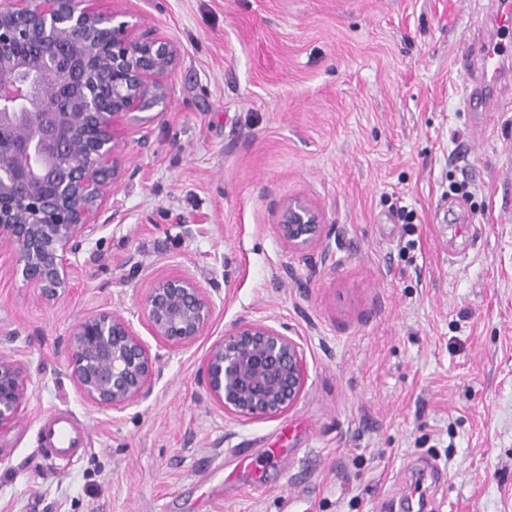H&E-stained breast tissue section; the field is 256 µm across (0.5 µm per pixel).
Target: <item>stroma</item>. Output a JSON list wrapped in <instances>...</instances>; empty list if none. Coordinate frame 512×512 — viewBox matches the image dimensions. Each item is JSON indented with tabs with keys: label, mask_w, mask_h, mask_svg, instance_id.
Instances as JSON below:
<instances>
[{
	"label": "stroma",
	"mask_w": 512,
	"mask_h": 512,
	"mask_svg": "<svg viewBox=\"0 0 512 512\" xmlns=\"http://www.w3.org/2000/svg\"><path fill=\"white\" fill-rule=\"evenodd\" d=\"M180 49L165 107L117 118L122 178L73 287L39 299L0 257V347L30 376L0 436V512H512V106L463 91L497 0H94ZM315 204L329 253L277 233ZM407 207L411 223L396 210ZM183 272L214 319L162 350L150 395L114 414L65 370L101 308L137 320ZM300 343L305 386L273 419L207 395L208 347L239 319ZM80 426L72 464L43 420ZM322 212L311 203L301 199H288L280 208L277 230L288 247L300 255L302 260L315 265L313 257L321 247V259L327 255L324 245L329 230Z\"/></svg>",
	"instance_id": "1"
}]
</instances>
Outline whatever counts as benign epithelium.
Returning a JSON list of instances; mask_svg holds the SVG:
<instances>
[{
	"label": "benign epithelium",
	"instance_id": "benign-epithelium-1",
	"mask_svg": "<svg viewBox=\"0 0 512 512\" xmlns=\"http://www.w3.org/2000/svg\"><path fill=\"white\" fill-rule=\"evenodd\" d=\"M178 46L86 0H0V251L47 303L71 288L73 257L102 225L117 192L122 146L114 119L167 101ZM277 230L301 259L326 257L322 212L301 199L280 208ZM215 307L186 273L159 278L141 301L140 323L158 348L195 345ZM160 353L122 313L81 318L67 338L65 369L86 402L122 413L150 395ZM306 379L300 344L264 320L240 319L207 350L202 381L236 421L274 418ZM30 377L0 349V436L20 420Z\"/></svg>",
	"mask_w": 512,
	"mask_h": 512
}]
</instances>
